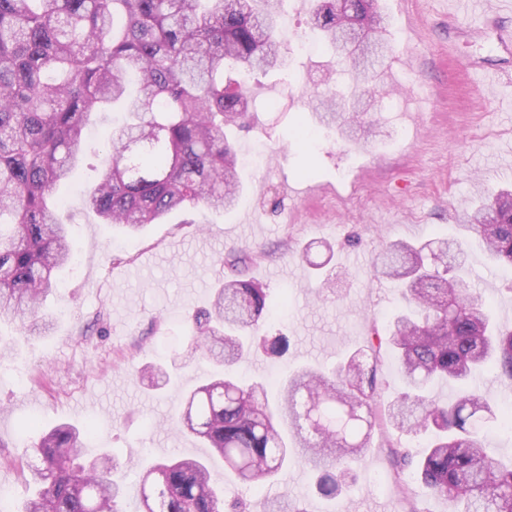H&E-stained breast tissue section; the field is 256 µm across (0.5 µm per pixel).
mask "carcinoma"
I'll use <instances>...</instances> for the list:
<instances>
[{
  "mask_svg": "<svg viewBox=\"0 0 512 512\" xmlns=\"http://www.w3.org/2000/svg\"><path fill=\"white\" fill-rule=\"evenodd\" d=\"M283 0H0V320L31 334L49 331L40 312L54 272L75 257L70 228L57 214L58 188L81 164L92 119L121 104L127 120L104 132L107 165L85 207L103 224L135 232L175 212L202 206L221 213L238 200V157L226 130L255 99L244 78L279 68ZM377 0H317L311 28L347 59L342 37L361 32L368 46L386 29ZM240 79L224 82L226 68ZM460 235L418 245L391 243L377 273L404 286L413 310L374 330L369 351L356 350L327 375L305 368L269 395L261 382L232 375L192 390L175 419L182 434L202 439L240 482L264 485L304 451L318 493L344 494L352 480L345 459L369 447L375 428L423 437L422 453L394 448L393 483L408 512L412 483L452 512H512V464L498 461L486 423L504 421L478 388L440 403L438 380L465 385L491 363L512 384V329H502L464 280L467 241L512 266V192L489 196L458 224ZM267 293L247 280L224 279L211 308L193 320L191 340L232 366L256 349L288 350L285 336H259ZM394 351L405 391L376 404L378 355ZM90 436L61 423L33 444L35 486L22 512H121L127 493L113 457L84 461ZM142 508L159 493L161 512H225L224 487L207 462L171 460L146 467L136 482Z\"/></svg>",
  "mask_w": 512,
  "mask_h": 512,
  "instance_id": "1",
  "label": "carcinoma"
}]
</instances>
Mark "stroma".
I'll use <instances>...</instances> for the list:
<instances>
[{
  "label": "stroma",
  "instance_id": "obj_1",
  "mask_svg": "<svg viewBox=\"0 0 512 512\" xmlns=\"http://www.w3.org/2000/svg\"><path fill=\"white\" fill-rule=\"evenodd\" d=\"M379 3L390 53L378 84L397 108L367 112L347 139L320 123L309 90L349 95L354 86L346 77L329 81L337 63L327 43L309 55L293 52L311 33L313 0H284L288 67L252 74L258 106L231 132L239 149L266 145L264 166L240 169L243 189L229 212L192 208L134 236L98 223L82 189L97 180L107 153L91 136L78 188L63 192L61 216L79 261L56 275L45 304L52 327L26 336L0 323V344L9 348L0 356V486L11 489L14 512L29 495L27 464L38 434L19 426L31 419L39 428L96 422L101 432L87 442L84 459L110 454L131 482L154 459H209L226 497H243L249 512H265L285 490L303 512H404L394 489L372 480L388 467L386 441L418 445L394 430L375 432L353 463L356 483L335 501L317 492L314 471L301 461L274 484L243 485L211 449L171 424L184 397L218 371L192 352L185 334L209 307L231 249L250 253L243 276L267 291L271 310L260 334L289 339L284 356L257 352L236 371L276 384L305 366L333 369L367 344L373 324L408 311L400 284L377 275L386 244L457 235V213L512 187V165L504 163L512 153V55L497 49L479 21H466L462 35L449 28L452 0ZM487 68L502 77L489 81ZM305 250L321 270L300 261ZM465 268L494 319L512 326V268L475 247L466 250ZM149 363L168 368L161 388L139 376Z\"/></svg>",
  "mask_w": 512,
  "mask_h": 512
}]
</instances>
